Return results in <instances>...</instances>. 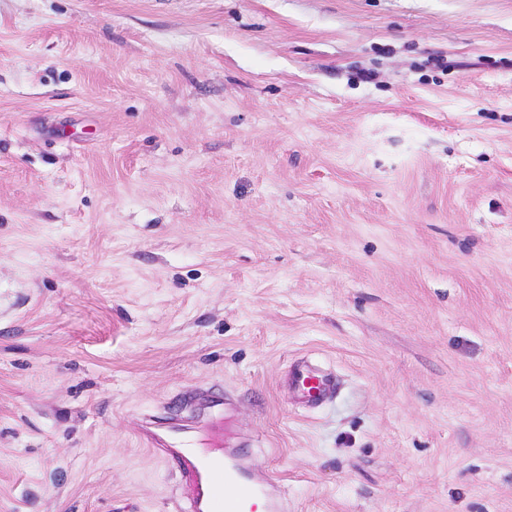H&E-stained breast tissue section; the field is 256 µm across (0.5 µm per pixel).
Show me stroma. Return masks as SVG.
Here are the masks:
<instances>
[{
    "label": "stroma",
    "instance_id": "stroma-1",
    "mask_svg": "<svg viewBox=\"0 0 512 512\" xmlns=\"http://www.w3.org/2000/svg\"><path fill=\"white\" fill-rule=\"evenodd\" d=\"M174 432L512 512V0H0V512H179ZM292 385L308 401L318 402L327 392V381L311 370H299L293 375Z\"/></svg>",
    "mask_w": 512,
    "mask_h": 512
}]
</instances>
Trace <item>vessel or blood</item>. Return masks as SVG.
<instances>
[{
    "instance_id": "obj_1",
    "label": "vessel or blood",
    "mask_w": 512,
    "mask_h": 512,
    "mask_svg": "<svg viewBox=\"0 0 512 512\" xmlns=\"http://www.w3.org/2000/svg\"><path fill=\"white\" fill-rule=\"evenodd\" d=\"M292 384L308 401H320L328 384L311 370L294 374ZM164 454L181 479V512H288L287 502L273 482L252 478L242 450L215 456L197 455L184 436L164 442Z\"/></svg>"
}]
</instances>
